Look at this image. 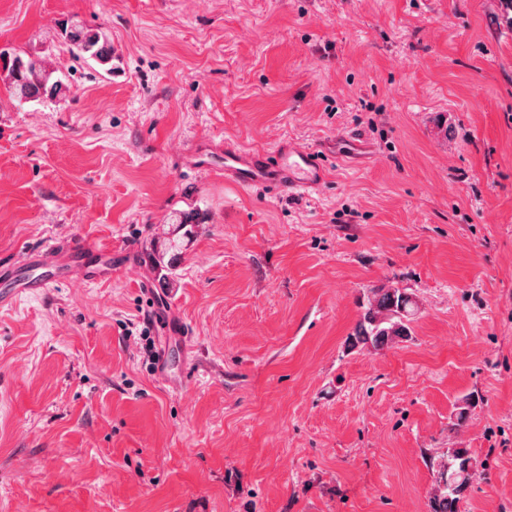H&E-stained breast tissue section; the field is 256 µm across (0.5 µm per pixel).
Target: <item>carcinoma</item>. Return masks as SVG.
Here are the masks:
<instances>
[{"instance_id":"obj_1","label":"carcinoma","mask_w":512,"mask_h":512,"mask_svg":"<svg viewBox=\"0 0 512 512\" xmlns=\"http://www.w3.org/2000/svg\"><path fill=\"white\" fill-rule=\"evenodd\" d=\"M67 52L74 60L94 61L101 66L112 62V45L106 35L94 29H78V33L64 32ZM0 70L5 73L4 86L10 99L22 106L40 100L41 89H52L60 94L63 82L51 81L45 59L12 54L0 59ZM172 221L173 237L159 255L156 268L163 278L172 274V262L179 259L183 242L194 236L196 215L176 213ZM414 302L410 294L399 288L371 287L367 289L366 304L348 341L352 346L378 348L411 336V316ZM477 472V462L466 448L448 449L447 459L439 463L437 489L430 500L431 512H461L466 492Z\"/></svg>"}]
</instances>
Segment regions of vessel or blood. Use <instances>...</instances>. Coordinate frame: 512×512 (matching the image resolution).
<instances>
[{"label":"vessel or blood","mask_w":512,"mask_h":512,"mask_svg":"<svg viewBox=\"0 0 512 512\" xmlns=\"http://www.w3.org/2000/svg\"><path fill=\"white\" fill-rule=\"evenodd\" d=\"M224 177L242 186L267 185L305 194L323 184L325 170L315 152L296 145L278 147L270 154L228 147L224 150ZM62 250V245L52 240L39 253L27 252L11 262H0V303L5 305L16 297L49 290L77 276L91 280L90 271L56 261V253Z\"/></svg>","instance_id":"vessel-or-blood-1"}]
</instances>
